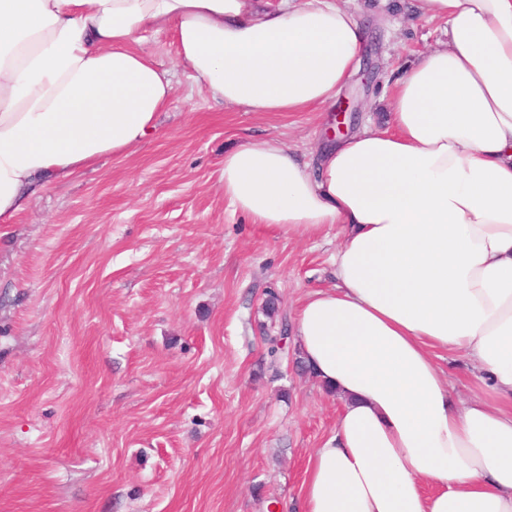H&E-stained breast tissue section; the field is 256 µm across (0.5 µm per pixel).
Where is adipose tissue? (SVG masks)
Returning a JSON list of instances; mask_svg holds the SVG:
<instances>
[{"instance_id": "adipose-tissue-1", "label": "adipose tissue", "mask_w": 512, "mask_h": 512, "mask_svg": "<svg viewBox=\"0 0 512 512\" xmlns=\"http://www.w3.org/2000/svg\"><path fill=\"white\" fill-rule=\"evenodd\" d=\"M412 8L445 37L395 79L389 127L314 169L274 139L224 155L234 211L341 230L336 286L293 329L339 414L285 512H512V0ZM166 31L215 99L257 113L330 103L368 40L336 0H0V225L45 177L155 131L172 74L136 45ZM436 350L483 389L455 400Z\"/></svg>"}]
</instances>
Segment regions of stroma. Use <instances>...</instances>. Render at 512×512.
I'll return each instance as SVG.
<instances>
[{"label": "stroma", "instance_id": "obj_1", "mask_svg": "<svg viewBox=\"0 0 512 512\" xmlns=\"http://www.w3.org/2000/svg\"><path fill=\"white\" fill-rule=\"evenodd\" d=\"M369 32L336 98L259 114L175 75L158 127L124 157L47 178L0 226V512H278L299 498L339 402L270 361L267 292L294 316L335 288L338 228L288 236L224 199L225 152L277 139L317 163L335 115L385 126L389 78L444 25L410 0H349ZM434 360L452 396L480 382Z\"/></svg>", "mask_w": 512, "mask_h": 512}]
</instances>
